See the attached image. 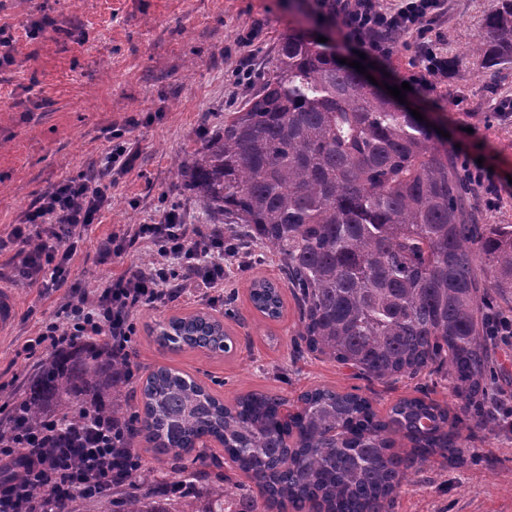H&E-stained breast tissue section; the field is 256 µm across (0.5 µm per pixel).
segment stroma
Listing matches in <instances>:
<instances>
[{"mask_svg": "<svg viewBox=\"0 0 512 512\" xmlns=\"http://www.w3.org/2000/svg\"><path fill=\"white\" fill-rule=\"evenodd\" d=\"M314 0H0V29L14 44L12 63L0 66V236L65 177L101 167L114 129L121 128L135 152L130 171L111 172L108 197L94 224L82 231L67 289L49 290L17 277L18 244L0 250V286L14 295V321L0 334V391L19 396L39 364L19 352L40 326L61 320L68 291L90 292L112 274L151 262V247L133 241L125 254L107 255L112 234H131L134 225L162 221L179 204L186 223L198 220L200 203L178 180L175 158L200 148L206 134L219 130L225 115L252 90L237 81L241 67L264 79L285 34L325 37L337 57L358 61L336 24L316 18ZM501 0H447L433 35L448 44L457 65L430 91L406 92L407 108L425 123L444 130L449 152L491 168L502 203L491 208L473 191L481 223L512 224V61L488 68L466 54L481 35L486 18ZM412 38L399 37L390 57L377 60L371 74L378 84H402L417 72ZM279 282L274 256H259L249 270L236 272L225 292L235 295L236 318L226 317L223 301L183 297L161 307L143 306L135 315L134 359L140 369L124 402L140 401L146 376L160 367L187 374L224 400L261 392L296 401L304 391L325 386L340 392L359 389L379 418L416 384L443 406L456 407L448 382L425 376L415 382L353 377L350 369L312 355H294L291 338L298 310L282 288L280 318L257 312L250 301L254 279ZM208 311L223 318L232 336L230 352L195 349L163 352L151 333L156 322L174 315ZM469 442L459 460L431 466L403 483L392 512H512V428L489 433L475 420L460 425Z\"/></svg>", "mask_w": 512, "mask_h": 512, "instance_id": "obj_1", "label": "stroma"}]
</instances>
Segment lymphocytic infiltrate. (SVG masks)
Instances as JSON below:
<instances>
[{
    "mask_svg": "<svg viewBox=\"0 0 512 512\" xmlns=\"http://www.w3.org/2000/svg\"><path fill=\"white\" fill-rule=\"evenodd\" d=\"M443 0H316L327 17L336 20L344 42L375 58L389 57L393 36L415 39L418 76L414 88L426 89L431 79L447 78L453 70L440 39L430 32ZM107 184L99 179L58 181L26 212L10 236L26 241L27 228L41 227L40 246L18 263L23 278H48L63 288L71 273L74 239L93 223L107 198ZM134 238L154 246L157 258L149 267L132 266L102 284L95 298L70 293L64 317L46 322L26 341L27 357L86 346L102 338L115 356L131 358L136 334L134 313L143 306H163L181 297L182 286L197 288L200 298L224 291L234 264L224 261V241L184 223L178 205H171L158 224H139ZM141 466L127 421L107 414L103 403L87 405L85 419L62 425L49 419L40 431L10 427L0 435V512H60L70 501L93 498L127 479ZM21 468V480L8 474Z\"/></svg>",
    "mask_w": 512,
    "mask_h": 512,
    "instance_id": "1",
    "label": "lymphocytic infiltrate"
}]
</instances>
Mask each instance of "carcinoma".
Wrapping results in <instances>:
<instances>
[{
    "label": "carcinoma",
    "mask_w": 512,
    "mask_h": 512,
    "mask_svg": "<svg viewBox=\"0 0 512 512\" xmlns=\"http://www.w3.org/2000/svg\"><path fill=\"white\" fill-rule=\"evenodd\" d=\"M512 57V0L487 17L471 58ZM174 174L201 204L204 224H222L228 252L250 263L251 243L272 251L297 303L294 344L319 358L386 379L442 370L465 416L487 430L512 395L487 397L496 370L489 320L493 294L512 295V224L486 231L468 219L469 186L457 159L429 127L341 65L302 33L283 36L268 77L224 117L223 128ZM263 316L280 317L272 283H253ZM204 318L198 311L156 327L176 332ZM38 366L16 424L37 429L50 416L83 417L77 394L118 395L128 369L102 341ZM281 401L261 393L231 405L193 378L160 367L142 387V407L125 414L134 438L158 461L191 471L198 495L173 504L139 472L140 488L100 497L101 512H224V497L202 491L219 464L200 437L211 435L258 488L234 512H391L396 490L451 460L465 438L460 417L423 398L398 401L381 420L368 398L316 387L300 397L291 421ZM413 444L393 451V436Z\"/></svg>",
    "instance_id": "carcinoma-1"
}]
</instances>
